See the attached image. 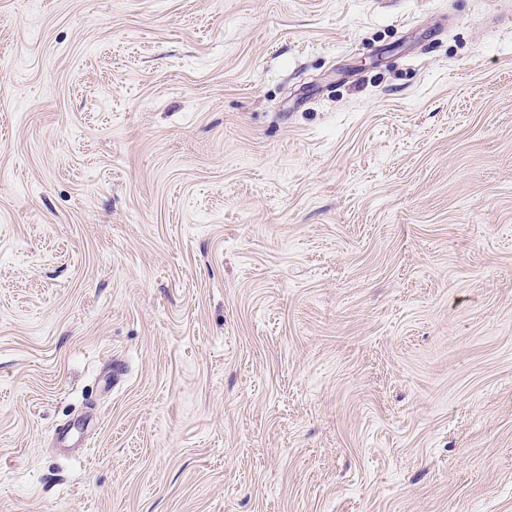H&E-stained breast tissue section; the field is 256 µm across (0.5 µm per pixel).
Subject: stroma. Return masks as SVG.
I'll list each match as a JSON object with an SVG mask.
<instances>
[{
  "label": "stroma",
  "instance_id": "1",
  "mask_svg": "<svg viewBox=\"0 0 512 512\" xmlns=\"http://www.w3.org/2000/svg\"><path fill=\"white\" fill-rule=\"evenodd\" d=\"M0 512H512V0H0Z\"/></svg>",
  "mask_w": 512,
  "mask_h": 512
}]
</instances>
